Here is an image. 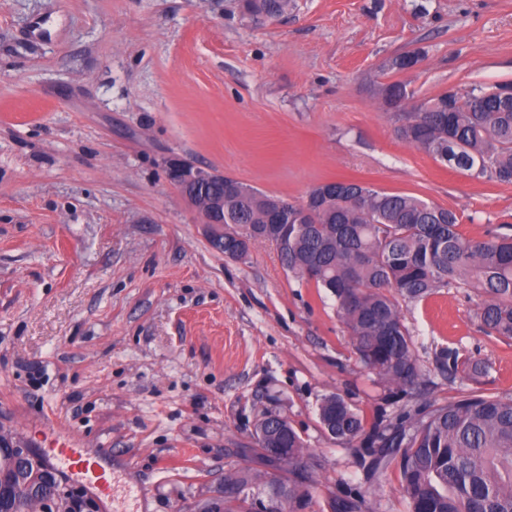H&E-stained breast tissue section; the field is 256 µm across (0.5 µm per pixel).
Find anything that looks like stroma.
Masks as SVG:
<instances>
[{"label":"stroma","mask_w":512,"mask_h":512,"mask_svg":"<svg viewBox=\"0 0 512 512\" xmlns=\"http://www.w3.org/2000/svg\"><path fill=\"white\" fill-rule=\"evenodd\" d=\"M396 81L416 103L512 83V0H294L275 23L242 0H0V437L98 450L107 512H195L227 472L263 470L252 433L273 411L307 442L308 512L350 492L408 512L398 459L370 474L319 425L332 392L400 411L334 297L271 243L215 250L164 170L178 155L292 202L360 181L452 209L471 240L512 229V185L398 137ZM478 303L403 304L425 401L459 397L452 348L491 363L475 390L512 397V340Z\"/></svg>","instance_id":"stroma-1"}]
</instances>
